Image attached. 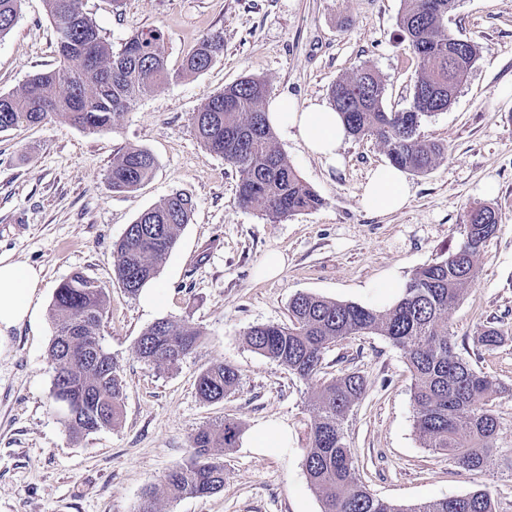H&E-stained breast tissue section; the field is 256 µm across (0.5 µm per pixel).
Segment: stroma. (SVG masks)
<instances>
[{"mask_svg":"<svg viewBox=\"0 0 512 512\" xmlns=\"http://www.w3.org/2000/svg\"><path fill=\"white\" fill-rule=\"evenodd\" d=\"M83 8L116 50L139 30L161 28L171 70L208 32L221 31L224 52L207 70L159 85L108 129L56 118L0 131V257L41 272L34 318L0 341V512H136L150 490L159 512H321L304 465L316 384L253 352L246 331L287 323L299 293L378 308L376 285L408 282L458 249L468 211L482 204L497 208L501 222L480 252L476 280L448 313V332L473 369L512 387V0H459L449 14L446 31L479 43L481 56L450 108L422 124V137L447 152L429 172L408 175L405 207L374 214L359 203L371 171L389 163L376 140L346 139L341 161L331 163L279 131V149L323 204L278 222L237 205L239 175L201 146L193 113L246 75L264 80L268 97L326 105L331 86L364 64L383 77L386 107H407L415 58L398 35L401 0H84ZM57 64L44 0H22L0 38V93ZM126 147L149 151L156 168L136 189L116 192L108 175ZM175 193L191 199L194 213L158 265L161 303L147 309L115 281L113 245ZM272 251L285 258L282 273L256 278ZM78 271L107 290L99 334L125 400L118 424L75 439L52 399L50 307L59 284ZM161 319L189 320L201 334L179 368L145 363L135 351L138 336ZM490 321L504 340L487 350L476 337ZM220 361L237 368L240 384L209 404L195 378ZM344 371L367 385L344 433L373 494L406 508L486 486L499 512H512V478L498 456L468 473L424 447L400 349L380 335L348 337L326 351L321 375ZM227 419L246 432L283 422L288 445L238 441L224 451L221 493L168 499L164 478L187 461L191 435Z\"/></svg>","mask_w":512,"mask_h":512,"instance_id":"stroma-1","label":"stroma"}]
</instances>
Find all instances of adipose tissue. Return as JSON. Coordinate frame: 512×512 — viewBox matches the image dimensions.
I'll return each instance as SVG.
<instances>
[{"label": "adipose tissue", "instance_id": "adipose-tissue-1", "mask_svg": "<svg viewBox=\"0 0 512 512\" xmlns=\"http://www.w3.org/2000/svg\"><path fill=\"white\" fill-rule=\"evenodd\" d=\"M267 118L283 132L295 133L315 155L333 161L347 137L341 116L333 108L312 104L298 108L288 96L270 100ZM410 197V187L400 169L384 167L371 172L360 196L361 207L370 213L400 210ZM40 284L37 269L0 259V335L32 318L33 299Z\"/></svg>", "mask_w": 512, "mask_h": 512}]
</instances>
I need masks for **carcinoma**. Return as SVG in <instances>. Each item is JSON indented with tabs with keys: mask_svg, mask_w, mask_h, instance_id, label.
<instances>
[{
	"mask_svg": "<svg viewBox=\"0 0 512 512\" xmlns=\"http://www.w3.org/2000/svg\"><path fill=\"white\" fill-rule=\"evenodd\" d=\"M45 3L58 34V64L32 76L20 91L0 94L1 131L53 118L88 130L106 129L115 116L159 83L198 74L224 52L222 33L211 32L188 53L181 69L171 73L160 29L136 32L115 52L84 11L83 0ZM20 4L21 0H0L1 37L15 25ZM456 4L457 0H402L397 27L416 59L407 107L386 108L384 80L367 64L330 90L332 107L340 113L348 135L378 141L392 165L413 175L426 173L445 155L446 148L421 139L419 129L426 119L448 109L481 55L477 42L445 33V19ZM266 94L263 80L245 76L207 96L192 116V128L206 150L237 170L238 205L258 206L276 222L315 209L322 199L276 146L263 106ZM155 165L150 152L123 149L112 158L109 184L114 191L131 190L152 176ZM192 213L191 200L176 193L128 225L113 245V272L128 294L138 295L156 277L158 263L174 248ZM499 224V212L492 206L470 210L464 244L416 271L399 300L383 312L299 293L289 303L288 324L252 326L245 342L253 352L309 380L321 373L324 354L332 344L364 333L384 336L403 351L412 371L415 428L425 447L448 456L466 472L481 471L487 457L498 454L512 474V448L499 446L501 422L493 409L503 387L456 352L447 324L448 311L477 278V257ZM106 305V288L74 273L55 290L50 308L55 325L52 398L74 438L113 426L121 414L122 380L98 336ZM501 339V329L492 322L477 336L487 350L498 347ZM200 342V332L189 321L160 319L141 333L135 350L147 363L176 369ZM238 386L237 369L224 361L202 370L195 380L198 397L207 403L224 400ZM365 390V381L356 372L319 379L305 470L321 512H498L486 489L408 509L373 495L360 479L343 430L348 412ZM241 432L230 419L199 429L191 437L188 460L165 477L167 497L177 500L221 492V452L235 447Z\"/></svg>",
	"mask_w": 512,
	"mask_h": 512,
	"instance_id": "1",
	"label": "carcinoma"
}]
</instances>
